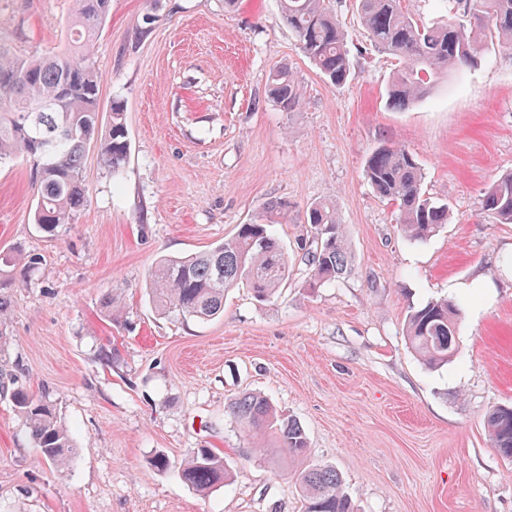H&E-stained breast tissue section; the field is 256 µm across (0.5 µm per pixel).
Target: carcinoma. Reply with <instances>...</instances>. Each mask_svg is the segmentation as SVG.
<instances>
[{"label":"carcinoma","mask_w":512,"mask_h":512,"mask_svg":"<svg viewBox=\"0 0 512 512\" xmlns=\"http://www.w3.org/2000/svg\"><path fill=\"white\" fill-rule=\"evenodd\" d=\"M112 0H75L64 51L51 56L20 58L0 39V162L22 154L36 161L37 202L34 223L51 236L71 223L86 197L82 170L87 148L100 138L103 163L116 174L126 164L130 143L124 107L114 100L109 112L100 103V79L94 48ZM406 0H354L370 42L398 60L388 83L392 107H405L429 96L439 80L472 65L495 41L512 53V0H457L470 28L454 20L427 25L405 5ZM283 21L298 38L304 56L333 87L346 85L352 62L336 18L335 0H279ZM269 95L283 109L301 102V88L286 66L272 70ZM35 101H51L44 112H30ZM364 177L375 193L398 207L397 224L412 243H424L450 220L448 205L423 191L422 168L402 146L381 147L368 158ZM482 210L497 224H512V173L496 180L484 193ZM288 219V203L272 202L265 214L240 224L233 237L202 253L159 260L149 273V301L161 315L206 322L224 315V296L243 285L267 301L288 282V252L279 222ZM312 240L302 256L306 286L321 288L344 275L351 264L342 224L330 200L310 203L303 211ZM27 273L39 265L36 255L20 247L0 260ZM8 271L0 272V357L9 336V301L4 295ZM464 303L440 298L412 308L405 336L410 348L430 369L457 358L458 325ZM101 308L112 325L124 323L118 292L102 295ZM41 457L60 471L69 468L78 448L61 424L54 405L23 388L11 393ZM229 415L256 447L272 433L284 453L307 460L311 455L305 429L276 413L268 399L245 393L227 406ZM492 446L512 458V407L493 409L486 420ZM181 480L200 493L226 482L224 458L211 448H192L178 466ZM301 493L302 512H354L336 468L309 464L292 476Z\"/></svg>","instance_id":"obj_1"}]
</instances>
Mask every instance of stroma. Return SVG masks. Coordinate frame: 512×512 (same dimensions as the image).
<instances>
[{
  "instance_id": "obj_1",
  "label": "stroma",
  "mask_w": 512,
  "mask_h": 512,
  "mask_svg": "<svg viewBox=\"0 0 512 512\" xmlns=\"http://www.w3.org/2000/svg\"><path fill=\"white\" fill-rule=\"evenodd\" d=\"M74 0H0V39L22 56L66 47ZM353 78L332 87L283 24L279 0H112L97 43L102 107L122 101L131 143L118 174L90 146L86 200L57 236L34 222L35 168L0 164V254L38 255L13 271L11 338L0 369L52 401L79 453L68 471L41 462L9 391L0 390V512H301L299 461L245 440L227 405L268 397L304 427L313 462L336 468L358 512H512V459L486 416L512 405V224L481 199L512 172V53L489 47L475 67L404 109L386 104L396 65L371 46L353 0H336ZM297 76L299 108L267 93L279 65ZM410 149L423 188L452 219L406 241L397 207L364 178L377 148ZM333 200L352 256L335 283L304 288L303 270L271 301L236 288L208 322L156 315L147 275L163 256L208 250L268 203L290 256L307 236L305 206ZM458 356L422 366L403 334L411 307L457 296ZM121 292L116 327L100 300ZM114 351L117 363L100 361ZM223 456L234 479L200 494L175 471L192 448Z\"/></svg>"
}]
</instances>
